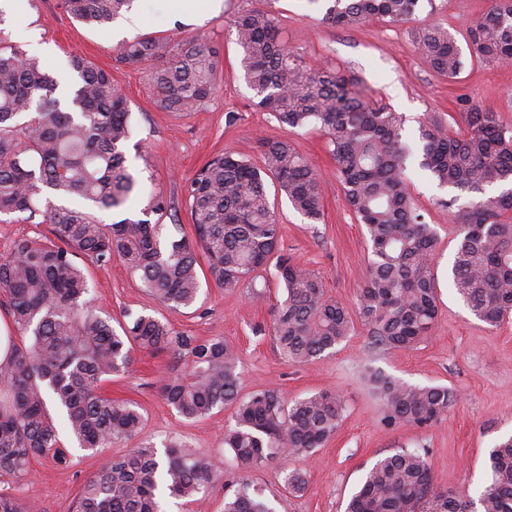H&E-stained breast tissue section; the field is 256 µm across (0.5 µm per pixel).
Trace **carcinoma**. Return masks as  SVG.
Wrapping results in <instances>:
<instances>
[{
	"label": "carcinoma",
	"mask_w": 512,
	"mask_h": 512,
	"mask_svg": "<svg viewBox=\"0 0 512 512\" xmlns=\"http://www.w3.org/2000/svg\"><path fill=\"white\" fill-rule=\"evenodd\" d=\"M133 2L59 0V6L69 18L100 27ZM417 4L332 0L322 21L335 27L373 19L398 23ZM233 26L257 105L290 128H314L327 138L347 202L366 228L370 260L355 313L326 297L321 278L281 246L266 178L312 223L323 216L321 177L290 142L261 141V168L230 152L209 160L185 187L196 244L183 237L164 241L161 224L128 214L141 181L126 155L132 112L111 72L73 55L69 71L56 79L37 57L1 45L0 216L48 224L54 239H19L0 255V292L15 328L29 337L10 346L0 365V476L18 483L39 457L70 462L47 411L49 396L84 449L137 435L143 422L138 407L100 393L104 382L130 369L137 350L190 355L187 371L162 379L161 395L187 420L234 407L224 447L237 467L256 468L285 455L310 458L339 428L340 394L324 389L287 403L270 388L240 397L239 358L231 344L190 339L169 320L148 314L116 331L94 310L81 262L104 266L119 258L172 312L196 301L205 270L218 287L233 290L272 263L286 291L273 311L272 336L288 362L306 365L335 349L352 335L355 317L374 346L410 349L438 317L432 270L438 237L410 192L411 157L448 190L438 204L458 229L451 267L456 292L491 327L512 316V131L497 113L469 110L462 136L426 120L413 147L403 137L402 115L354 92V77L302 64L286 48L274 14L246 9ZM469 39L476 60L511 64L512 0H493ZM416 45L436 73L457 76L462 57L448 31L429 25ZM114 60L152 63L154 90L167 112H193L217 92V52L197 39L136 37L118 47ZM491 186L500 192L483 197ZM463 195L471 200L460 205ZM95 208L121 219L105 224ZM366 379L389 427L431 425L456 401L446 386L408 384L378 368H368ZM488 462L491 478L473 501L437 490L427 449L398 448L371 466L345 512H512V435L491 448ZM215 479L210 463L183 442L171 439L160 450L147 441L104 462L84 483L76 512H158L159 491L198 501ZM306 482L301 468L285 473L291 493L302 492ZM0 512H37V506L1 491ZM224 512L275 510L244 478L224 497Z\"/></svg>",
	"instance_id": "1"
}]
</instances>
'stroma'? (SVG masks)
<instances>
[{
	"instance_id": "1",
	"label": "stroma",
	"mask_w": 512,
	"mask_h": 512,
	"mask_svg": "<svg viewBox=\"0 0 512 512\" xmlns=\"http://www.w3.org/2000/svg\"><path fill=\"white\" fill-rule=\"evenodd\" d=\"M329 4L330 0H197L196 15L188 17L181 13L178 0H135L138 22L123 30L115 23L90 28L71 21L58 0H5L0 39L27 52L31 44L19 33L35 32L46 45L39 59L54 76L63 74L72 54L111 72L129 100L134 137L144 142L149 161L132 210L140 212L155 195L171 202V211L161 219L164 236L192 235L184 188L213 156L229 151L258 165L261 140L291 141L322 175L323 217L310 223L278 193L276 184H269V192L276 195L282 244L297 263L321 276L327 296L350 307L367 273L365 228L346 202L325 138L291 129L256 106L243 78L234 16L251 7L271 11L284 40L306 64L354 75L365 97L403 114L409 138L428 118L450 134L465 132L463 114L472 106L497 112L502 124L512 127V65L482 63L470 56L469 30L487 12L490 0H420L407 21L376 19L350 28L322 24ZM429 24L446 29L465 58L455 79L433 71L415 48L416 31ZM174 34L200 36L219 53L218 92L197 111L184 114L159 108L151 65H120L113 59L116 47L134 36ZM231 112L236 115L232 123L226 120ZM407 176L414 201L439 240L433 266L439 318L430 334L410 349L375 348L359 324L333 352L304 366L288 363L278 354L271 335L273 308L286 296L271 266L253 285L231 291L207 282L193 306L173 314L122 262L88 267L94 305L113 323L129 322L137 314L166 316L180 333L221 337L236 346L241 396L269 388L280 390L289 401L323 389L342 395L343 420L330 440L304 462L308 481L302 493L285 488L283 474L289 464L284 460L245 473L275 512H344L367 470L397 448L428 449L437 489L474 499L489 479V449L512 435V318L492 328L470 313L449 278L457 230L447 209L438 204L448 192L415 169H408ZM185 363V357L171 351H136L130 372L105 382L102 393L140 406L144 417L140 435L94 453L85 451L63 430L62 414L54 413L56 425L62 428L60 438L70 452L69 463L33 461L24 481L2 477L0 488L21 501L36 503L39 512H73L83 484L105 459L125 454L142 441L159 444L173 436L190 452L206 456L218 478L200 501L161 496L162 512H223L225 484L243 474L224 446V428L232 423L235 409L227 406L208 417L186 420L168 406L160 392L161 380ZM371 366L411 384L451 388L456 402L430 426L385 427L380 402L365 379Z\"/></svg>"
}]
</instances>
